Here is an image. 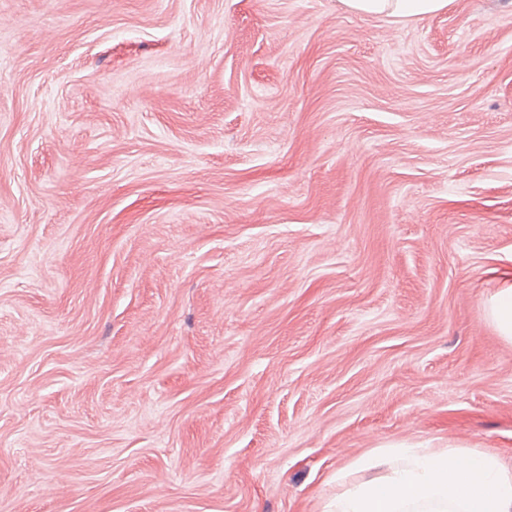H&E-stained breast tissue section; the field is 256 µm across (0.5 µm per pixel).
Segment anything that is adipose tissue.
Masks as SVG:
<instances>
[{
    "label": "adipose tissue",
    "mask_w": 512,
    "mask_h": 512,
    "mask_svg": "<svg viewBox=\"0 0 512 512\" xmlns=\"http://www.w3.org/2000/svg\"><path fill=\"white\" fill-rule=\"evenodd\" d=\"M358 16L418 19L452 0H342ZM367 480H357L360 472ZM323 512H512V466L479 451L386 448L336 473Z\"/></svg>",
    "instance_id": "obj_1"
}]
</instances>
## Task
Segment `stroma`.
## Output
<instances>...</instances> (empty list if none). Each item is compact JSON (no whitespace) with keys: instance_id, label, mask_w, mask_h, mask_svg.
<instances>
[{"instance_id":"obj_1","label":"stroma","mask_w":512,"mask_h":512,"mask_svg":"<svg viewBox=\"0 0 512 512\" xmlns=\"http://www.w3.org/2000/svg\"><path fill=\"white\" fill-rule=\"evenodd\" d=\"M512 0H0V512H322L512 463ZM358 16L418 19L444 11L452 0H342ZM486 315L498 334L512 342V284L501 288L488 300ZM366 471L375 476L353 479ZM323 512H512V466L479 451L385 448L336 472Z\"/></svg>"}]
</instances>
